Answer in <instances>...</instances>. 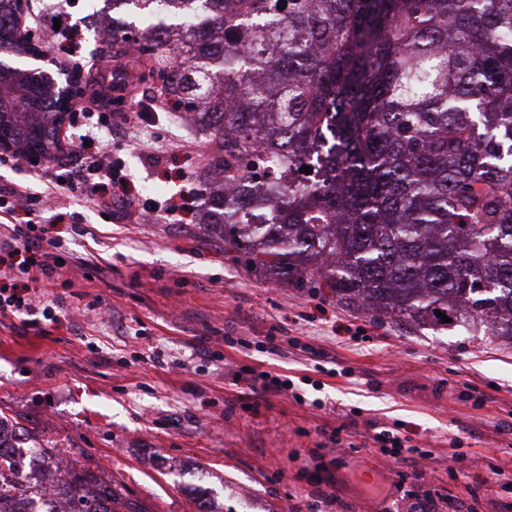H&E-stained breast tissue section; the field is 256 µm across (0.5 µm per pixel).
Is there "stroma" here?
I'll use <instances>...</instances> for the list:
<instances>
[{
    "mask_svg": "<svg viewBox=\"0 0 512 512\" xmlns=\"http://www.w3.org/2000/svg\"><path fill=\"white\" fill-rule=\"evenodd\" d=\"M29 3L34 40L47 43L59 17L72 30L49 57L108 98L101 134L141 214L172 198L185 209L160 224L131 222L120 201L61 209L46 164H0V187L39 199L37 222L61 240L54 291L70 300L38 330L0 314V415L20 447L67 449L139 512H196L202 498L214 512H405L421 494L436 512H512V485L491 480L512 455V349L256 275L203 232L207 135L152 102L146 135L127 141L116 107L143 87L105 82L117 63L99 51L103 0ZM63 137L67 180L97 142L77 121ZM243 370L294 387L243 400L232 380ZM396 425L416 448L399 464L373 440Z\"/></svg>",
    "mask_w": 512,
    "mask_h": 512,
    "instance_id": "35a3bbf8",
    "label": "stroma"
}]
</instances>
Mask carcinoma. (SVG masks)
I'll use <instances>...</instances> for the list:
<instances>
[{
  "instance_id": "1",
  "label": "carcinoma",
  "mask_w": 512,
  "mask_h": 512,
  "mask_svg": "<svg viewBox=\"0 0 512 512\" xmlns=\"http://www.w3.org/2000/svg\"><path fill=\"white\" fill-rule=\"evenodd\" d=\"M231 2L105 0L108 53L138 45L160 96L209 134L208 230L280 283L512 343V0H288L277 21L281 0H239L245 30ZM19 10L0 0L5 61L24 51ZM0 109L14 153L37 132L55 158L51 95ZM60 482L62 512H132L96 468ZM38 494L0 440V499Z\"/></svg>"
}]
</instances>
